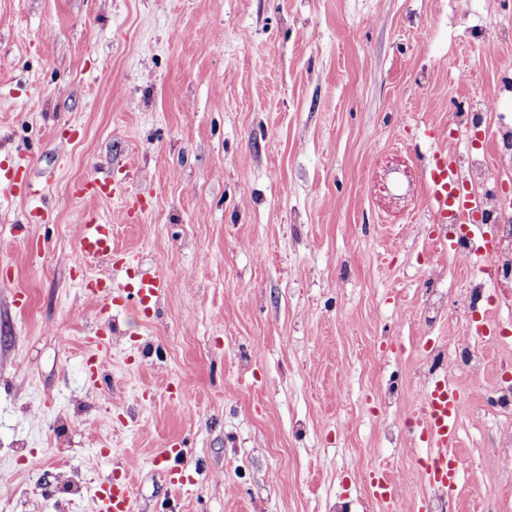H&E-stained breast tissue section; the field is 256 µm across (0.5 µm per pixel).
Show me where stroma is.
I'll use <instances>...</instances> for the list:
<instances>
[{"label":"stroma","instance_id":"stroma-1","mask_svg":"<svg viewBox=\"0 0 512 512\" xmlns=\"http://www.w3.org/2000/svg\"><path fill=\"white\" fill-rule=\"evenodd\" d=\"M476 105L512 124V0H0L19 184L0 192V512H98L111 478L135 512H380L379 467L419 496L389 427L415 416L420 351L485 315L512 336V308L470 310L479 273L449 267L418 182L451 143L512 198V150L483 123L459 141ZM96 177L116 194L74 198ZM89 209L171 282L98 351L83 285L107 266L75 265ZM509 357L459 383L456 512H500L512 486V421L484 417ZM171 444L181 487L154 464Z\"/></svg>","mask_w":512,"mask_h":512}]
</instances>
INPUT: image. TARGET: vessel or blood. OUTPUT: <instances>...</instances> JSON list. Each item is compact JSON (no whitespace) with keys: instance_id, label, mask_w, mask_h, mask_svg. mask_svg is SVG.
I'll list each match as a JSON object with an SVG mask.
<instances>
[{"instance_id":"vessel-or-blood-1","label":"vessel or blood","mask_w":512,"mask_h":512,"mask_svg":"<svg viewBox=\"0 0 512 512\" xmlns=\"http://www.w3.org/2000/svg\"><path fill=\"white\" fill-rule=\"evenodd\" d=\"M421 184L433 223L454 224L460 221L479 225L483 222L484 201L462 183L456 155L441 148L434 152L429 163L421 169ZM77 265L103 259L109 261L108 276L86 285L85 295L100 305L99 319L111 323L113 308L134 310L139 316H149L170 283L156 265L140 266L135 280H127L123 262L113 259L112 226L101 221L97 214H88L81 226L77 246ZM460 388L440 376L424 389L417 405L414 444L425 447L429 466L425 476L422 499L417 512H426L427 499L440 490L455 495L461 480L460 461L455 453L459 436L458 408ZM156 461L165 469L169 484L182 485L187 469L183 449L171 446L162 449ZM371 499L390 505L400 503L399 488L391 476L382 470L372 476L369 487ZM101 512H132V497L128 486L122 483H102L95 491Z\"/></svg>"}]
</instances>
